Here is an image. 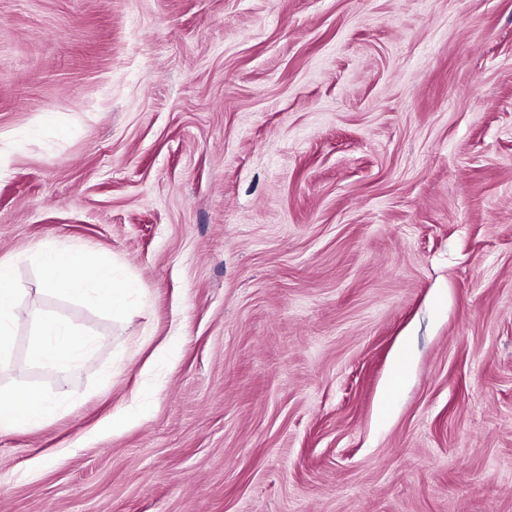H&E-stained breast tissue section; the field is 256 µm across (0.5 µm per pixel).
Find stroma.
<instances>
[{
    "instance_id": "stroma-1",
    "label": "stroma",
    "mask_w": 512,
    "mask_h": 512,
    "mask_svg": "<svg viewBox=\"0 0 512 512\" xmlns=\"http://www.w3.org/2000/svg\"><path fill=\"white\" fill-rule=\"evenodd\" d=\"M9 260L0 512H512V0H0ZM37 259L48 276L50 290L73 297L92 293L96 305L112 315L127 312L132 286L112 265H101L82 251L65 247H43ZM32 336L29 362L57 371H68L81 360L92 339L61 319L43 314L37 307L30 312ZM66 393L49 397L38 387L8 394L0 391V435L47 423L60 412Z\"/></svg>"
}]
</instances>
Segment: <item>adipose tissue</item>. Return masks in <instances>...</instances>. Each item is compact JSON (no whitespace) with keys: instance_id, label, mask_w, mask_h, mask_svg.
Returning a JSON list of instances; mask_svg holds the SVG:
<instances>
[{"instance_id":"obj_1","label":"adipose tissue","mask_w":512,"mask_h":512,"mask_svg":"<svg viewBox=\"0 0 512 512\" xmlns=\"http://www.w3.org/2000/svg\"><path fill=\"white\" fill-rule=\"evenodd\" d=\"M37 259L48 276L50 290L73 297L89 294L98 307L112 315L126 313L130 285L112 266L100 264L80 250L65 247L41 248ZM16 293L10 264L0 262V368L10 363L13 354L17 317L12 307ZM30 317L33 326L28 350L30 363L57 371L75 367L91 345V338L39 309H32ZM63 402V397H49L37 387L8 394L0 392V435L51 421L60 412Z\"/></svg>"}]
</instances>
